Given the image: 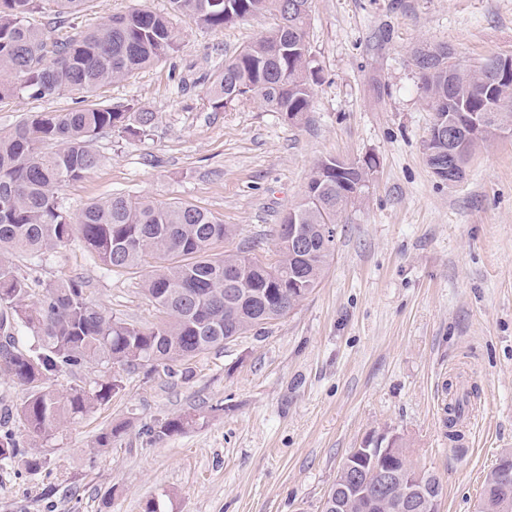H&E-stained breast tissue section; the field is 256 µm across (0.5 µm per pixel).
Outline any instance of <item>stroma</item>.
Here are the masks:
<instances>
[{
  "instance_id": "stroma-1",
  "label": "stroma",
  "mask_w": 512,
  "mask_h": 512,
  "mask_svg": "<svg viewBox=\"0 0 512 512\" xmlns=\"http://www.w3.org/2000/svg\"><path fill=\"white\" fill-rule=\"evenodd\" d=\"M277 22L177 19L179 52L100 91L155 112L152 136L99 137L100 166L59 199L73 215L113 194L188 202L234 226L215 253L269 255L318 160L375 158L321 283L265 329L194 358L188 377L121 372L111 401L48 440L40 472L0 462V512H143L151 498L161 512H321L351 449L383 430L441 478L440 512H476L486 475L512 452V136L481 145L460 181L438 180L412 61L438 44L463 68L512 55V0H313L310 112L292 122L245 99L213 110L212 74ZM75 106L71 95L6 97L0 132ZM17 264L35 292L79 278L114 317L160 320L145 268L107 271L80 239ZM457 376L478 391L459 449L443 425ZM180 414L195 424L147 435ZM120 422L125 433L94 448Z\"/></svg>"
}]
</instances>
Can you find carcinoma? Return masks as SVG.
Instances as JSON below:
<instances>
[{
  "mask_svg": "<svg viewBox=\"0 0 512 512\" xmlns=\"http://www.w3.org/2000/svg\"><path fill=\"white\" fill-rule=\"evenodd\" d=\"M93 0H0V100L18 92L42 99L70 93L82 105L71 111L35 112L11 132L0 133V380L26 390L15 413L0 424V462L19 460L25 470L42 468L47 449L20 447L16 421L34 440H49L59 428L109 402L122 388L108 378L94 386L75 384L60 393L50 381L60 372L76 373L89 364L135 368L145 364L175 373L195 357L221 348L231 332L243 335L266 310L285 297L299 303L317 288L335 251V225L361 202L355 194L360 172L338 159L318 161L301 200L292 208L296 223L310 236L314 252L290 249L278 240L275 258L212 253L213 245L235 229L191 203H155L114 194L89 203L72 218L58 191L86 178L101 156L94 142L118 132L139 141L150 136L155 114L132 101H97V91L178 52L182 37L172 17L191 16L196 25L222 29L274 11L277 25L224 62L206 90L219 111L240 99H257L270 112L298 121L310 111L305 26L312 0H299L302 12H285L291 0H170L172 15L133 8L83 29L79 14ZM446 45L418 48L413 62L433 122L454 123L461 112L497 113L512 123V104L500 96L512 86V72L480 83L470 69L454 67ZM79 236L110 271L154 261L142 291L162 315L152 327L114 317L94 303L80 279L63 280L30 300L27 279L13 258L40 259ZM237 277L233 287L224 272ZM24 333L29 343H20ZM474 393L456 389L448 402V439ZM193 418L165 420L158 433L184 432ZM348 498L349 512H396L393 503L368 509ZM483 512H512V485L502 487L490 471L484 483Z\"/></svg>",
  "mask_w": 512,
  "mask_h": 512,
  "instance_id": "cac0c4a2",
  "label": "carcinoma"
}]
</instances>
